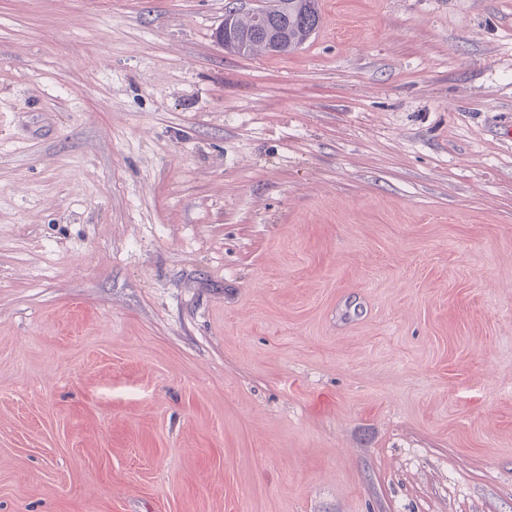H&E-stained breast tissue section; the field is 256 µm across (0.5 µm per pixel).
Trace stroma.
<instances>
[{
	"mask_svg": "<svg viewBox=\"0 0 512 512\" xmlns=\"http://www.w3.org/2000/svg\"><path fill=\"white\" fill-rule=\"evenodd\" d=\"M0 0V512H512V0ZM318 0H275L263 16L255 18L251 10L245 15L236 11L224 15L218 28L217 43L243 56L258 53L284 55L296 50L311 37L320 24ZM233 22V28H231ZM231 29V35L224 32ZM276 43L288 49L272 51Z\"/></svg>",
	"mask_w": 512,
	"mask_h": 512,
	"instance_id": "1",
	"label": "stroma"
}]
</instances>
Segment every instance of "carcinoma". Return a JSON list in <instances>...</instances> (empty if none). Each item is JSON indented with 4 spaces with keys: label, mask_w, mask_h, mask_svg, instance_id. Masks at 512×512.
Instances as JSON below:
<instances>
[{
    "label": "carcinoma",
    "mask_w": 512,
    "mask_h": 512,
    "mask_svg": "<svg viewBox=\"0 0 512 512\" xmlns=\"http://www.w3.org/2000/svg\"><path fill=\"white\" fill-rule=\"evenodd\" d=\"M319 24L318 0H274L262 16L238 14L224 49L243 56L288 54L305 44Z\"/></svg>",
    "instance_id": "obj_1"
}]
</instances>
